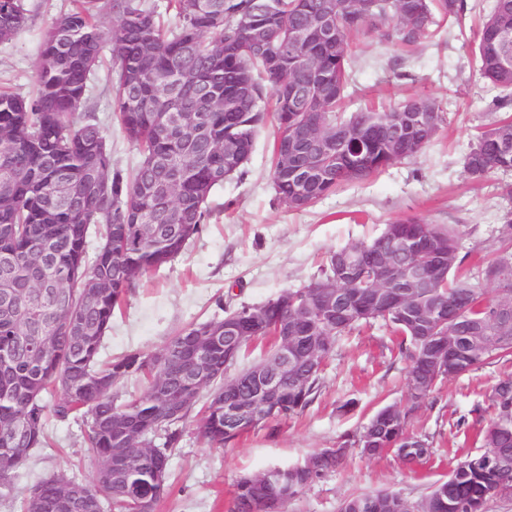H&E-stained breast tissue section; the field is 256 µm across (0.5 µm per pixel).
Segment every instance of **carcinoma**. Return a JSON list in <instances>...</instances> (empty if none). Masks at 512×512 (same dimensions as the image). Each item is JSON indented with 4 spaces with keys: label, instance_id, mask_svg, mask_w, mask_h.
Instances as JSON below:
<instances>
[{
    "label": "carcinoma",
    "instance_id": "1",
    "mask_svg": "<svg viewBox=\"0 0 512 512\" xmlns=\"http://www.w3.org/2000/svg\"><path fill=\"white\" fill-rule=\"evenodd\" d=\"M361 17L357 0H168L166 23L153 0H75L69 12L44 31L35 87L31 95L0 93V487L13 491L20 470L34 448L47 445L49 416L80 417L86 423L85 450L98 462L125 449L117 480L96 473L91 482L47 477L27 494L22 512H64L79 487L99 497L100 512H154L168 485L156 475L169 473V459L191 414L198 416L201 437L222 448L240 432L224 416V347L204 346L208 355L203 377L195 381L185 412L169 418L167 396L190 381L186 350L198 344L205 330L224 323L215 317L191 323L167 337L155 352L131 351L101 359L104 336L137 280L148 277L180 256L187 241L200 234L210 216L212 191L224 183V144L250 158L257 133L273 118L272 185L278 200L303 210L324 196L361 182L390 165L416 156L438 135L445 116L440 104L412 95L393 108L372 107L349 116L342 112L348 97L353 43L372 33L400 47H413L457 18L464 0H365ZM339 27L340 45L312 40L295 46L289 31L328 6ZM112 18L106 27L103 17ZM30 22L25 0H0V31L10 40ZM512 28V0H494L481 21L474 56L493 87L512 89V70L502 71L499 56L512 46L499 45L496 34ZM270 29V42L260 52L252 30ZM112 47L116 80L108 91L127 140L139 154L127 171L112 160V147L95 114L84 111L94 68L104 45ZM288 50L281 68H270V55ZM316 65L331 85L318 101L295 107L286 100L288 79L297 75L299 57ZM313 127L330 141L322 165L286 171V132ZM408 130L405 137L393 127ZM350 131L336 144L334 129ZM512 139V115L504 114L476 135L463 165L481 181L495 170H512V150L504 152L498 135ZM107 193L99 194V186ZM503 240L497 252L483 259L477 273L460 255L461 232L454 225L429 224L409 217L385 225L376 238L328 253L312 281L283 291L258 306L229 311L243 341L238 358L257 340L279 344L281 320L299 314L295 323L297 368L283 383L280 406L267 422L303 413L319 396L322 372L338 336L380 320L402 337L400 351L409 358V398L399 410L378 409L361 431L346 440L361 454L393 455L406 465L428 460L433 448L425 436L409 432V421L446 380L490 361L512 359V347L487 341L479 350L460 341L433 343L413 324L423 305L436 307L429 322L438 332L462 336V325L476 317L496 319L499 307L512 305V280L501 271L502 255H512V210L502 214ZM99 238L88 258L91 235ZM405 240L388 273L394 298L374 300L375 288L347 281L338 274L336 257L353 252L368 267L384 249ZM441 242L448 250V273L434 279L424 294L405 296L404 267ZM336 279V312H321L312 285ZM495 287L486 297L484 286ZM263 311V321L253 317ZM20 336L49 341L45 355L31 356L18 346ZM307 336L328 343L313 366L306 364ZM448 361V376L436 377L433 362ZM138 377L148 386L140 397L125 398L124 380ZM207 391L204 404L200 394ZM57 392L48 405L45 395ZM492 416L479 429L480 451L466 456L419 498L391 492L405 512H485L488 501L512 489V456L503 466L484 462V448L501 442L512 450V375L493 385ZM371 447H365V443ZM346 454L320 450L306 462L272 466L241 477L230 512H263L265 500L278 491L261 477L280 471L288 481V500L315 479L333 472ZM344 512H391L379 492L345 497Z\"/></svg>",
    "mask_w": 512,
    "mask_h": 512
}]
</instances>
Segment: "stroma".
<instances>
[{
	"instance_id": "obj_1",
	"label": "stroma",
	"mask_w": 512,
	"mask_h": 512,
	"mask_svg": "<svg viewBox=\"0 0 512 512\" xmlns=\"http://www.w3.org/2000/svg\"><path fill=\"white\" fill-rule=\"evenodd\" d=\"M27 4L34 14L29 28L0 42V89L21 94L30 91L35 77L42 30L73 6L72 0ZM491 4L466 0L456 21L406 51L372 34L361 39L348 111L368 98L386 108L410 95L433 98L447 114L434 141L416 157L294 211L275 198L271 161L276 127L267 124L257 134L243 172L213 190L211 217L202 232L182 256L128 295L104 338L102 358L153 352L177 329L211 318L220 308L261 305L317 275L327 252L369 240L401 218L458 225L469 264L488 255L497 245L502 212L512 207L501 194L503 185L512 184V172L497 171L475 182L464 171L463 157L477 128L494 119L490 106L501 95L482 78L471 52L479 19ZM111 72L112 50L107 47L88 109L111 138L114 163L129 168L139 156L112 111L106 90ZM400 342L380 321L340 336L326 362L321 393L310 407L273 426L245 431L224 447H209L198 434L196 419H189L170 459L169 493L155 512H229L241 476L342 447L375 410L405 402L408 361ZM510 374L512 362L484 364L431 394L409 426L433 446L427 463L411 469L389 453L370 459L351 452L336 472L317 479L285 512H338L341 501L353 493L424 495L467 454L478 451V412L488 409L497 380ZM348 400L355 408L346 413L341 406ZM47 433V447L32 452L12 498H0V512H19L27 490L42 478H94L97 463L85 451L82 421L50 419Z\"/></svg>"
}]
</instances>
